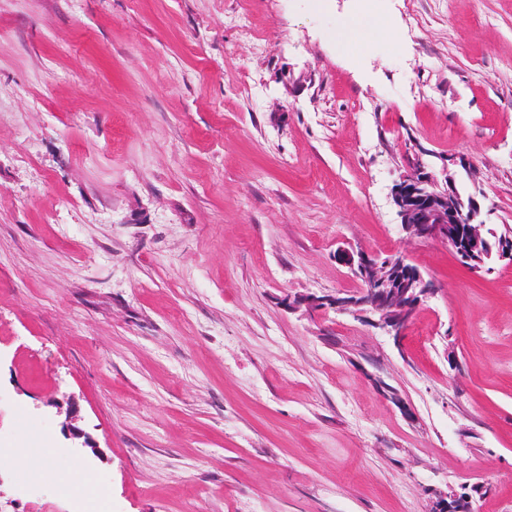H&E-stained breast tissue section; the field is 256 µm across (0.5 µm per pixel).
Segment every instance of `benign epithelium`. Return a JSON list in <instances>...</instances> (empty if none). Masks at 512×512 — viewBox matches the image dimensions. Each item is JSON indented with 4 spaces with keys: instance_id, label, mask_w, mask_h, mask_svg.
Wrapping results in <instances>:
<instances>
[{
    "instance_id": "obj_1",
    "label": "benign epithelium",
    "mask_w": 512,
    "mask_h": 512,
    "mask_svg": "<svg viewBox=\"0 0 512 512\" xmlns=\"http://www.w3.org/2000/svg\"><path fill=\"white\" fill-rule=\"evenodd\" d=\"M401 226L411 237L456 245L459 253L512 263V241H493L482 235L486 221L474 197L463 199L454 185L441 190L433 173L418 161L391 190ZM336 258L359 283L350 294L286 295L280 305L309 317L334 312L349 314L382 331L399 344L419 306L435 294L436 286L409 259L400 254L384 258L361 249L342 248ZM482 493L479 485H464L435 502L431 512H455L454 501Z\"/></svg>"
}]
</instances>
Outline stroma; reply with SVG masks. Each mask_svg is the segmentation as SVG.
<instances>
[{
  "mask_svg": "<svg viewBox=\"0 0 512 512\" xmlns=\"http://www.w3.org/2000/svg\"><path fill=\"white\" fill-rule=\"evenodd\" d=\"M417 154L512 226V0H0V512H512V264L408 237ZM341 246L435 281L403 346L280 305Z\"/></svg>",
  "mask_w": 512,
  "mask_h": 512,
  "instance_id": "1",
  "label": "stroma"
}]
</instances>
